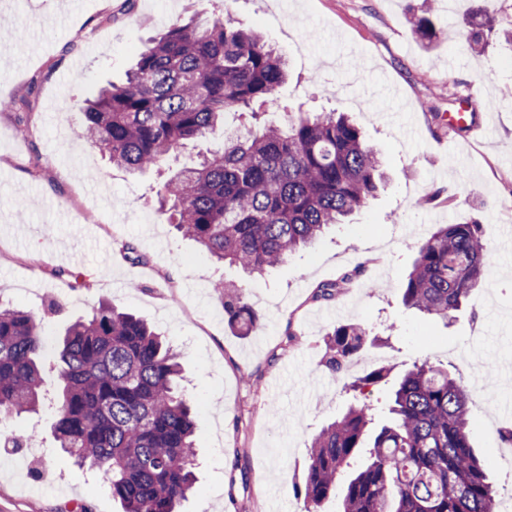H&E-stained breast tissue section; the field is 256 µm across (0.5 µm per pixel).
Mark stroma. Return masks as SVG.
<instances>
[{"mask_svg":"<svg viewBox=\"0 0 512 512\" xmlns=\"http://www.w3.org/2000/svg\"><path fill=\"white\" fill-rule=\"evenodd\" d=\"M493 24L482 52L465 37L473 8ZM432 10L425 45L412 20ZM229 16L260 30L286 57V113H350L385 159L386 184L349 223L260 276L219 265L152 213L158 172L138 179L92 146L71 140L81 100L121 82L136 49L180 18ZM10 38L0 44V303L41 317L50 344L100 302L146 320L181 354L197 406L196 494L179 512H302L296 492L313 437L353 402L345 381L388 367L364 400L381 407L415 361L471 381L467 355L481 336L492 367L471 389L470 441L497 496L512 491V0H0ZM395 98L377 104L384 87ZM467 98L479 131L449 129ZM476 222L489 258L484 280L448 321L402 303L417 246L440 224ZM362 267L335 300L308 304L319 284ZM83 273L73 291L48 268ZM242 285L258 316L245 330L224 316L210 284ZM361 323L373 333L344 377L322 364L329 331ZM46 410L0 419L37 437L40 457L0 456V512H121L103 473L57 448Z\"/></svg>","mask_w":512,"mask_h":512,"instance_id":"35a3bbf8","label":"stroma"}]
</instances>
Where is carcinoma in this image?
<instances>
[{
    "mask_svg": "<svg viewBox=\"0 0 512 512\" xmlns=\"http://www.w3.org/2000/svg\"><path fill=\"white\" fill-rule=\"evenodd\" d=\"M491 21L475 13L467 40L482 49ZM414 32L433 42L427 16ZM284 59L258 31L217 17L173 22L144 46L122 83L84 100L76 139L92 144L112 167L159 170L189 141L211 134L224 115H249L246 133H224L221 151L170 174L156 190L155 215L175 225L219 262L261 274L314 243L360 210L385 180L383 161L348 115L300 112L285 125L258 122L255 107L282 109ZM488 258L477 224H442L419 246L403 302L446 320L484 279ZM355 268L314 289L309 301L337 297ZM229 321L250 329L256 316L242 287L212 283ZM368 340L359 324H341L327 340L324 366L342 369ZM43 321L0 306V416L43 405ZM55 369L58 447L109 475L124 512H175L195 491V409L181 384L177 354L146 322L110 304L72 323ZM387 376L375 369L354 391ZM466 386L448 371L413 364L392 391L391 423L366 448L368 463L349 480L342 512H498L495 491L469 441ZM372 408L352 405L313 439L299 485L305 512L336 493L373 424Z\"/></svg>",
    "mask_w": 512,
    "mask_h": 512,
    "instance_id": "cac0c4a2",
    "label": "carcinoma"
}]
</instances>
